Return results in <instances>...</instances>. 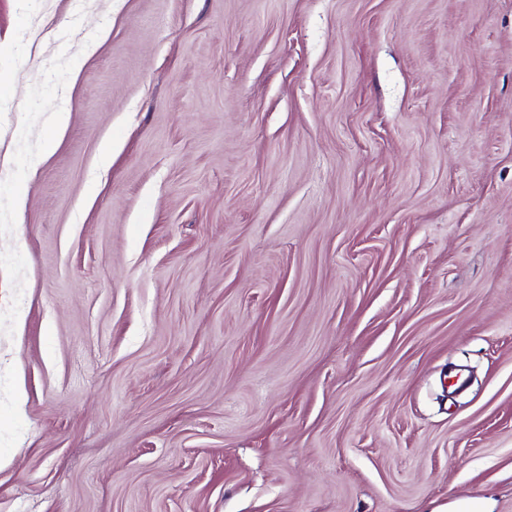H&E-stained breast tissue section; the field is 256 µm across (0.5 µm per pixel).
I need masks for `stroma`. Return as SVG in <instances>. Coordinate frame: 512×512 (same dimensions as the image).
Wrapping results in <instances>:
<instances>
[{"instance_id":"1","label":"stroma","mask_w":512,"mask_h":512,"mask_svg":"<svg viewBox=\"0 0 512 512\" xmlns=\"http://www.w3.org/2000/svg\"><path fill=\"white\" fill-rule=\"evenodd\" d=\"M485 496L512 0H0V512Z\"/></svg>"}]
</instances>
